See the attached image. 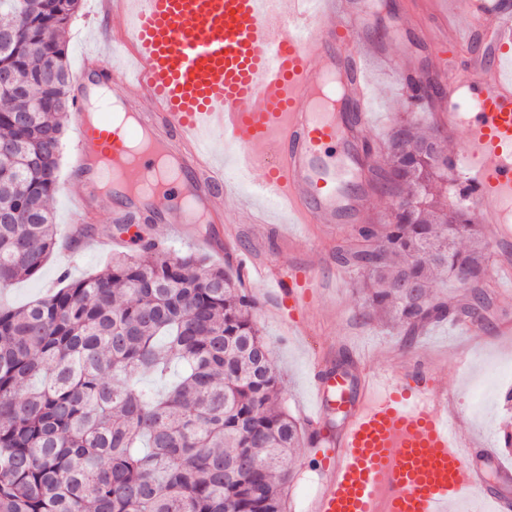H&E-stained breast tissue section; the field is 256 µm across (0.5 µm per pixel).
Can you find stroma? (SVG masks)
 <instances>
[{
	"mask_svg": "<svg viewBox=\"0 0 512 512\" xmlns=\"http://www.w3.org/2000/svg\"><path fill=\"white\" fill-rule=\"evenodd\" d=\"M379 26L375 41L386 44L390 60L369 57L366 69L375 89L371 100L369 134L377 145H384L390 128L400 119L416 115L425 126L436 123L437 104L412 112L405 100L404 70L411 67L427 75L454 68L463 58L482 55L486 44L494 39L486 30L482 39L463 50L449 49L437 39L448 28L447 18L413 8L411 0H376ZM108 22L98 16L94 0H82L67 35L66 53L71 71H78L80 58L87 46L105 35ZM77 187L71 181L68 165L59 169V188L51 203L59 240H72V252L56 251L43 267L39 277L22 281L1 294L5 300L20 305L44 296L59 287L60 274L69 271L78 278L102 269L113 252L131 249V242H115L99 247L95 239L115 234L112 204L102 198L95 203L97 220L90 234L70 239L72 230L70 198ZM142 235L153 238L172 251L204 253L210 263L229 258L238 263L248 258L281 266L283 270L313 268L319 271L322 288L316 289L312 302L307 336L295 335L286 321L278 317V299L260 278L246 279V288L256 297L258 307L253 319L271 349L272 358L282 381V396L289 412L304 418L309 405V363L319 354L332 358L356 356L388 369H400L415 361L429 370L443 385L458 391L464 403L458 425L464 434L475 437L494 448L498 457L512 464V447L498 445L502 429L512 430V404L504 400L505 385L493 386L484 400H476L472 388L485 381L503 366L512 367V284L488 281L482 308L483 335L469 336L459 322L444 321L420 328L414 340H406L402 329L378 318L361 319V298L354 291L352 272H338L332 259L338 244L351 237L348 225L333 227L308 224L297 237L288 239L269 235L258 238L251 225L233 227L234 239L223 255L204 250L199 242L204 232L199 225H185L175 233L161 224H143Z\"/></svg>",
	"mask_w": 512,
	"mask_h": 512,
	"instance_id": "stroma-1",
	"label": "stroma"
}]
</instances>
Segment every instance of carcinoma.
Segmentation results:
<instances>
[{"label": "carcinoma", "instance_id": "carcinoma-1", "mask_svg": "<svg viewBox=\"0 0 512 512\" xmlns=\"http://www.w3.org/2000/svg\"><path fill=\"white\" fill-rule=\"evenodd\" d=\"M81 0H0V145L31 160L0 184V290L34 279L57 247L64 114L77 111L66 34ZM438 127L388 138L385 224L336 246L356 274L363 316L412 337L454 315L441 279L481 287L489 252ZM448 187V208L433 200ZM106 269L20 307L0 305V512H287L288 465L308 432L285 407L270 349L252 320L240 267L173 254L151 238ZM178 362L158 396L143 386Z\"/></svg>", "mask_w": 512, "mask_h": 512}]
</instances>
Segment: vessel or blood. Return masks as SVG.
<instances>
[{"mask_svg":"<svg viewBox=\"0 0 512 512\" xmlns=\"http://www.w3.org/2000/svg\"><path fill=\"white\" fill-rule=\"evenodd\" d=\"M122 18L105 36L125 61L100 68L101 49L87 52L75 77L81 102L104 88L112 105L96 118L69 115L75 131L70 166L80 190L71 199L85 215L90 199L112 198V221L149 217L190 223L200 207L223 224L225 145L238 171H262L257 206L243 222L266 229L267 205L294 224L364 219L365 189L346 195V170L324 159L332 144L374 165L369 149L371 89L364 71L375 13L370 0H98ZM467 19L449 30L452 45L496 30L488 60L439 73L438 117L461 132L453 158L480 221L500 244L499 277L512 280V6L507 0H450ZM105 47V48H106ZM469 111H460L462 99ZM307 333V299L316 273L254 268ZM307 418L327 445L316 489L303 512H512V498L488 490L487 472L512 483V467L457 426L455 398L418 363L388 376L360 363L354 377L310 363ZM344 407L333 430L321 420L330 394ZM416 397L407 405L406 394Z\"/></svg>","mask_w":512,"mask_h":512,"instance_id":"1","label":"vessel or blood"}]
</instances>
